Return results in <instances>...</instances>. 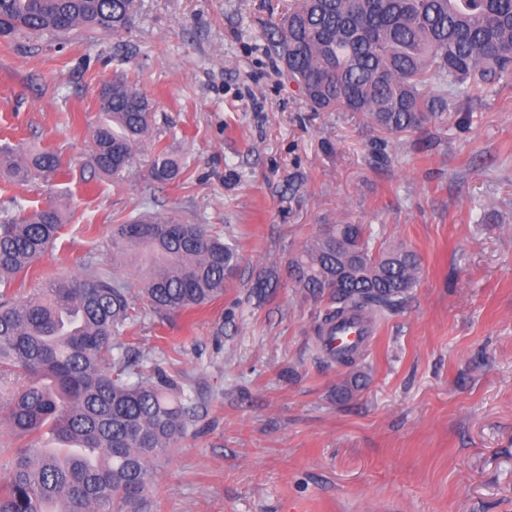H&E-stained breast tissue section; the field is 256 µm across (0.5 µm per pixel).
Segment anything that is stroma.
Instances as JSON below:
<instances>
[{"instance_id": "1", "label": "stroma", "mask_w": 512, "mask_h": 512, "mask_svg": "<svg viewBox=\"0 0 512 512\" xmlns=\"http://www.w3.org/2000/svg\"><path fill=\"white\" fill-rule=\"evenodd\" d=\"M291 0H134L118 36L0 37V146L50 150L64 175L0 177V211L58 198L68 212L22 287L118 269L111 227L175 215L235 239L221 299L169 318L135 301L122 337L191 391L184 438L148 512H512V89L391 135L360 112H314L272 49ZM135 79L150 133L117 176L87 165L101 87ZM182 174L157 183V147ZM326 224H367L375 249L406 246L419 283L373 317L353 367L329 361L322 300L288 264ZM280 285L265 300L254 278ZM360 374L365 387L337 400Z\"/></svg>"}]
</instances>
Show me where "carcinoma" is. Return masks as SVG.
I'll list each match as a JSON object with an SVG mask.
<instances>
[{"instance_id":"1","label":"carcinoma","mask_w":512,"mask_h":512,"mask_svg":"<svg viewBox=\"0 0 512 512\" xmlns=\"http://www.w3.org/2000/svg\"><path fill=\"white\" fill-rule=\"evenodd\" d=\"M133 0H0V36L27 31L94 35L128 29ZM272 46L288 78L315 111L361 112L389 133L413 132L439 113L482 106L512 89V0H296ZM148 99L124 78L99 93L89 166L121 172L150 129ZM58 157L38 151L18 163L0 149V171L53 176ZM182 173L173 153L156 152L150 176ZM64 220L49 203L0 216V427L26 440L0 450V512H143L159 459L186 433L182 384L137 365L120 335L135 325L131 286L114 273L48 279L16 298L19 278L52 247ZM365 224H326L289 266L293 287L326 301L318 326L336 352L348 317L395 312L419 282L404 247L374 252ZM112 250L139 251L148 271L138 294L159 315H177L224 296L238 245L205 224L140 214L112 225ZM278 280L258 275L265 299ZM52 432L59 448L28 438Z\"/></svg>"}]
</instances>
